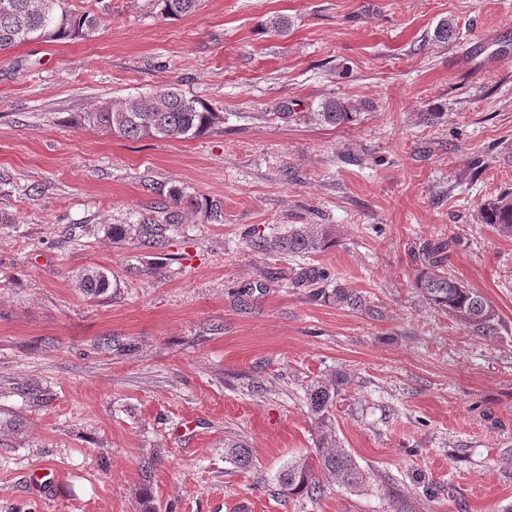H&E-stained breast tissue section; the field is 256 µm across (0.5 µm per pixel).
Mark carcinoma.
Returning <instances> with one entry per match:
<instances>
[{
	"instance_id": "cac0c4a2",
	"label": "carcinoma",
	"mask_w": 512,
	"mask_h": 512,
	"mask_svg": "<svg viewBox=\"0 0 512 512\" xmlns=\"http://www.w3.org/2000/svg\"><path fill=\"white\" fill-rule=\"evenodd\" d=\"M160 14L182 17L195 13L200 0H157ZM100 19L89 11H78L68 0H0V50L29 41L53 43L64 39L84 38L95 32ZM357 105L329 99L322 103L317 116L328 125L349 124L357 116ZM222 117L206 104L188 97L176 88L162 89L149 97L127 96L104 101L78 115L77 121L93 125L109 134L128 140L143 137L195 139L211 131ZM174 206L167 208L162 221L141 218L135 224H114L112 239H135L139 244L161 249L169 243L167 232L183 223L189 212L209 222L224 220L223 202L218 198L197 201L180 189L168 190ZM481 223L490 225L498 235L512 237V191L502 192L481 203ZM250 245L263 250H277L300 259L322 252L337 243L329 224H293L274 238L257 227L248 232ZM446 242H427L418 253L421 270L414 288L432 307L442 310L485 338L498 335V315L489 300L448 272ZM77 287L92 298L106 293L111 286L109 275L98 267H87L76 277ZM291 288H311L313 296L340 308L359 310L365 298L337 281L334 273L303 262L292 269L288 278ZM346 382L344 373L316 379L305 391V405L317 426L314 456L291 459L276 475L283 495H305L316 501L324 492L317 473L330 482L352 492L364 488L370 474L336 438L333 408L336 396ZM224 462L237 469L255 467L248 445L242 440L224 442Z\"/></svg>"
}]
</instances>
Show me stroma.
<instances>
[{
  "label": "stroma",
  "mask_w": 512,
  "mask_h": 512,
  "mask_svg": "<svg viewBox=\"0 0 512 512\" xmlns=\"http://www.w3.org/2000/svg\"><path fill=\"white\" fill-rule=\"evenodd\" d=\"M72 3L101 18L91 36L0 53V512L512 505V238L478 220L512 191V0H202L167 19L154 0ZM168 86L223 123L130 141L75 122ZM330 98L361 104L355 121H318ZM150 181L223 199V223L189 215L163 250L113 241L109 225L169 205ZM294 224L335 226L309 262L366 309L256 289L295 260L245 232ZM427 239L450 241L449 272L492 303L498 336L414 288ZM88 266L110 273L95 299L75 286ZM337 370L336 437L373 476L284 496L274 475L315 448L305 388ZM228 438L253 469L225 463ZM46 467L59 484L41 495Z\"/></svg>",
  "instance_id": "35a3bbf8"
}]
</instances>
